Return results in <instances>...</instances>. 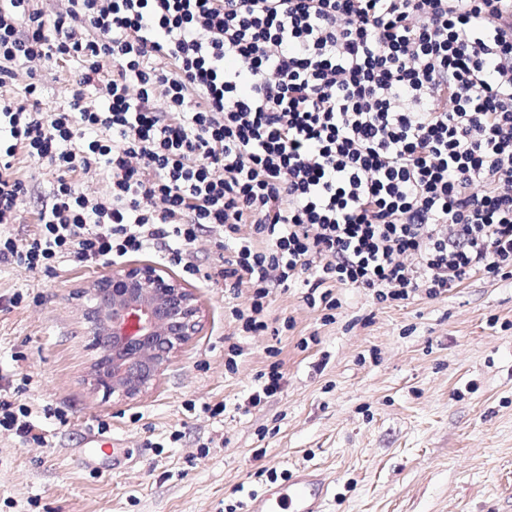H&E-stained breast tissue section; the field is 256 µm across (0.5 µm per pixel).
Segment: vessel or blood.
<instances>
[{
  "mask_svg": "<svg viewBox=\"0 0 512 512\" xmlns=\"http://www.w3.org/2000/svg\"><path fill=\"white\" fill-rule=\"evenodd\" d=\"M330 488L323 474L301 470L287 483L253 497L249 512H325Z\"/></svg>",
  "mask_w": 512,
  "mask_h": 512,
  "instance_id": "b4317fda",
  "label": "vessel or blood"
}]
</instances>
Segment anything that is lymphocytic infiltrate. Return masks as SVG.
Returning a JSON list of instances; mask_svg holds the SVG:
<instances>
[{
	"mask_svg": "<svg viewBox=\"0 0 512 512\" xmlns=\"http://www.w3.org/2000/svg\"><path fill=\"white\" fill-rule=\"evenodd\" d=\"M59 60L66 109L33 82L0 98V265L50 276L159 242L194 275L220 227L204 275L249 288L246 332L296 279L331 322L338 288L400 304L512 278V0H0V85ZM20 152L56 173L21 239ZM41 105L44 112H53L64 106L74 88L75 69L69 62L58 61L39 68Z\"/></svg>",
	"mask_w": 512,
	"mask_h": 512,
	"instance_id": "lymphocytic-infiltrate-1",
	"label": "lymphocytic infiltrate"
}]
</instances>
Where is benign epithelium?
<instances>
[{
	"label": "benign epithelium",
	"mask_w": 512,
	"mask_h": 512,
	"mask_svg": "<svg viewBox=\"0 0 512 512\" xmlns=\"http://www.w3.org/2000/svg\"><path fill=\"white\" fill-rule=\"evenodd\" d=\"M83 294L82 316L99 351L88 378L94 392L119 400L149 388L199 326L192 295L156 265L114 268Z\"/></svg>",
	"instance_id": "obj_1"
}]
</instances>
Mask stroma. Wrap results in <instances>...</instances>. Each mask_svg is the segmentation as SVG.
I'll use <instances>...</instances> for the list:
<instances>
[{"label": "stroma", "mask_w": 512, "mask_h": 512, "mask_svg": "<svg viewBox=\"0 0 512 512\" xmlns=\"http://www.w3.org/2000/svg\"><path fill=\"white\" fill-rule=\"evenodd\" d=\"M38 78L43 111L64 106L73 65L42 66ZM17 168L28 191L10 231L22 238L55 175L22 156ZM221 237L201 235L194 276L158 247L124 257L164 267L200 310L197 333L127 401L91 393L96 351L78 310L82 286L110 265L65 263L51 277L0 266V296H23L0 311V381L46 438L25 444L0 428V512H247L251 495L272 487L269 468L300 466L329 479L327 512H512V279L478 275L397 306L340 288L331 323L297 283L270 295L268 331L246 333L231 311L248 289L202 276ZM233 343L241 353L230 368ZM276 361L281 393L251 407ZM102 422L117 444L81 467Z\"/></svg>", "instance_id": "stroma-1"}]
</instances>
